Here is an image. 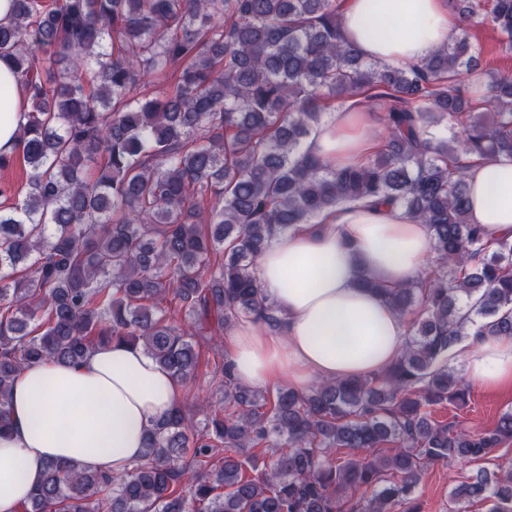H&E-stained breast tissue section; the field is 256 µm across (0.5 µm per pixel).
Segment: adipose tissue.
<instances>
[{"label":"adipose tissue","instance_id":"1","mask_svg":"<svg viewBox=\"0 0 512 512\" xmlns=\"http://www.w3.org/2000/svg\"><path fill=\"white\" fill-rule=\"evenodd\" d=\"M407 25L384 29L392 11ZM342 34L361 57L406 67L445 46L458 25L448 0H344ZM25 93L0 58V155L23 145ZM365 112H338L308 149L335 166L359 165L378 137ZM470 223L488 242L512 239V160H482L466 171ZM432 250L427 225L391 204L339 207L315 223L275 233L258 260L264 296L279 324L239 319L224 337V357L239 382L284 379L301 390L317 381L371 377L397 360L406 324L379 295L361 288L371 276L393 288L421 277ZM466 379L485 390L512 385V336H480L458 349ZM12 427L0 436V512H22L46 461L121 474L140 461L148 428L181 405L176 378L142 348L122 341L97 347L80 364L45 361L14 377Z\"/></svg>","mask_w":512,"mask_h":512}]
</instances>
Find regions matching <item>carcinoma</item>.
Masks as SVG:
<instances>
[{
    "label": "carcinoma",
    "instance_id": "obj_1",
    "mask_svg": "<svg viewBox=\"0 0 512 512\" xmlns=\"http://www.w3.org/2000/svg\"><path fill=\"white\" fill-rule=\"evenodd\" d=\"M13 2L0 57L27 92L30 173L24 196L0 207V435L24 364L77 363L117 339L187 383L196 345L218 347L242 316L277 323L255 275L275 229L399 204L428 226L441 260L396 288L361 280L410 318L384 373L272 396L225 365L219 403L199 402L203 423L177 409L122 475L49 462L24 512H396L423 468L482 459L512 438V412L476 435L430 418L465 402L448 352L471 336H512V241L491 247L468 222L460 161L512 158V77L489 74L480 102L463 79L478 66L466 32L397 69L341 38L338 0ZM448 9L512 45V0ZM170 70L168 91L145 81ZM358 105L384 127L375 154L344 168L311 155L324 116ZM445 120L448 138L435 133ZM383 445L392 453L376 454ZM451 499L512 512V471L479 469Z\"/></svg>",
    "mask_w": 512,
    "mask_h": 512
}]
</instances>
